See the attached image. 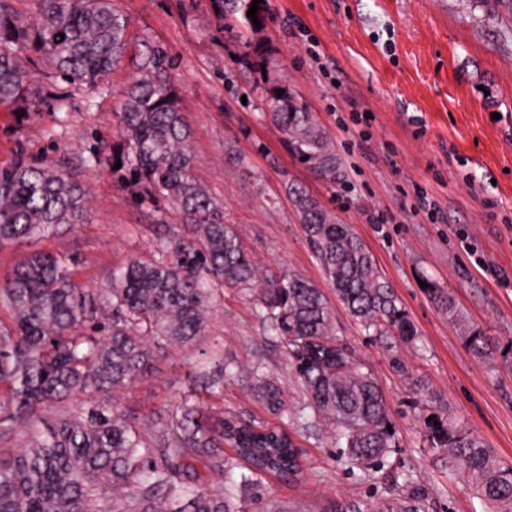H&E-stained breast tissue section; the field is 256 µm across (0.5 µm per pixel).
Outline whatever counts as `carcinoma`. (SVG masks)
<instances>
[{"label":"carcinoma","mask_w":512,"mask_h":512,"mask_svg":"<svg viewBox=\"0 0 512 512\" xmlns=\"http://www.w3.org/2000/svg\"><path fill=\"white\" fill-rule=\"evenodd\" d=\"M252 0H211L226 35L241 42L249 70L270 67L274 50L263 37L272 20L268 0L247 17ZM36 12L17 13L0 0V104L27 112L46 81L72 82L93 93L125 61L137 76L121 103L120 129L106 150L83 152L79 164L113 168L112 175L139 200L173 211L193 227L194 240H164L149 259H133L112 271L111 282L91 294L74 279L71 262L32 252L0 282V303L12 324L0 322V438L27 424L28 443L16 454L0 448V512H241L242 488L253 490L251 512L275 508L261 492L264 477L302 473L301 451L288 431L236 417L209 426L201 405L181 406L166 431L144 432L116 401V394L154 366L153 347H193L205 336L217 288L250 294L268 331L281 337L293 358L311 407L336 423V452L364 476L391 464L394 433L385 396L369 369L339 342L322 289L290 274H262L245 251L224 208L196 176L191 131L173 79L177 63L168 49L131 34V19L116 0H34ZM47 68L32 71L23 55ZM283 95H277V91ZM260 110L286 136L298 159L322 179L336 182L343 163L329 135L280 78L254 86ZM63 123L71 95L53 98ZM121 163L114 169L115 163ZM290 200L325 279L368 336L413 340L417 330L382 279L373 255L349 224L309 193L287 182ZM86 190L61 164L18 158L0 170V248L44 238L85 217ZM428 293L448 319L464 324L454 299L442 288ZM468 347L489 348L481 332L465 331ZM267 404L286 411L283 392L259 377ZM62 405L51 420L41 416ZM430 448L448 471L471 481L496 512H512V465L445 415L424 421ZM234 451L224 455V445ZM220 475L241 470L239 480L197 485L196 465ZM370 512H425L416 475L401 473Z\"/></svg>","instance_id":"carcinoma-1"}]
</instances>
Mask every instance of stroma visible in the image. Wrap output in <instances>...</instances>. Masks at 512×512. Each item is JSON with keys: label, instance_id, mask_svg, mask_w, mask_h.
<instances>
[{"label": "stroma", "instance_id": "35a3bbf8", "mask_svg": "<svg viewBox=\"0 0 512 512\" xmlns=\"http://www.w3.org/2000/svg\"><path fill=\"white\" fill-rule=\"evenodd\" d=\"M264 33L274 49L273 76L291 85L329 133L343 169L322 180L262 118L244 70L242 46L226 37L210 0H120L132 30L161 41L178 62L173 77L191 130L196 173L224 204L252 260L297 274L323 290L336 336L383 389L394 426L396 471H413L428 512H485L466 479L449 475L427 441L423 420L448 413L463 430L512 464V11L488 0H269ZM319 60H312L309 47ZM135 76L129 66L108 79L109 92L85 109L71 91L66 123L48 106L16 115L0 106V169L18 156L71 165L82 150L111 141L116 112ZM368 111L360 126L354 114ZM87 191V221L61 226L37 244L0 249V281L38 247L74 260V278L98 291L113 269L153 254L169 230L149 205L119 185L110 168L73 167ZM303 184L372 252L383 278L419 331L416 341L362 333L323 276L283 184ZM434 200L436 214L420 205ZM482 265H475V258ZM449 291L492 351L482 357L425 291ZM224 364V389L202 390L204 356ZM149 374L120 393L128 414L161 430L197 394L214 415L284 427L303 451L299 481L265 479L263 492L293 512H358L385 496L383 475L364 479L336 455V430L309 409L281 338L270 335L254 300L219 289L209 327L194 350L168 345ZM261 368L282 389L285 411L269 408L253 376ZM305 418H297L298 409Z\"/></svg>", "mask_w": 512, "mask_h": 512}]
</instances>
